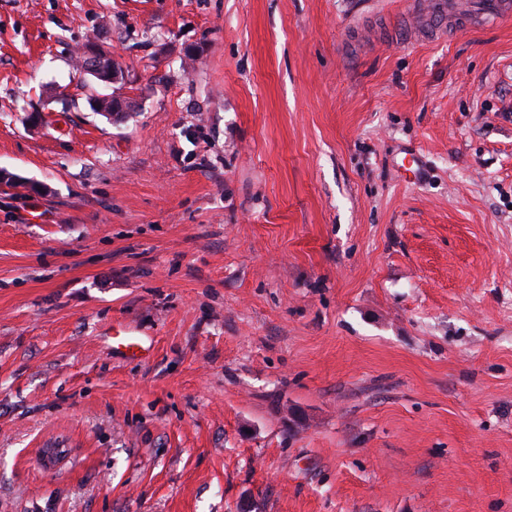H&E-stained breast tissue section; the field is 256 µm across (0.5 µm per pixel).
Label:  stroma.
<instances>
[{"instance_id": "1", "label": "stroma", "mask_w": 512, "mask_h": 512, "mask_svg": "<svg viewBox=\"0 0 512 512\" xmlns=\"http://www.w3.org/2000/svg\"><path fill=\"white\" fill-rule=\"evenodd\" d=\"M412 2L0 0V512H512V15ZM450 6L451 10L448 13V2L444 0L429 2L427 32L437 36L448 31V23L458 20H473L474 18L500 17L510 13V2L505 0H485L482 11L479 13L472 8L469 1H454L450 3ZM448 14L453 16V20H448Z\"/></svg>"}]
</instances>
